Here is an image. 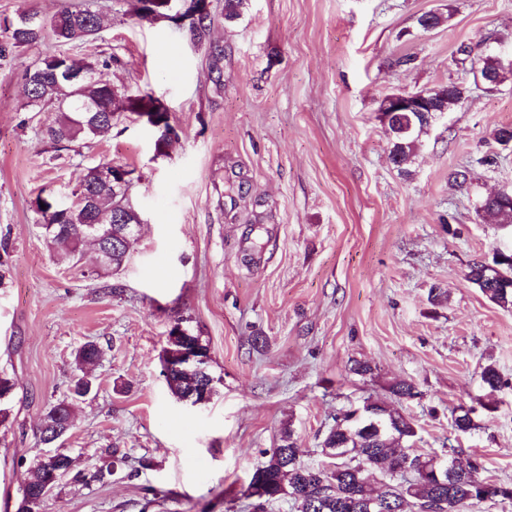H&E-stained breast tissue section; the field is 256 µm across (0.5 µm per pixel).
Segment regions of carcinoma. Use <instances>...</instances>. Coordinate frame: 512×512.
Wrapping results in <instances>:
<instances>
[{
  "label": "carcinoma",
  "mask_w": 512,
  "mask_h": 512,
  "mask_svg": "<svg viewBox=\"0 0 512 512\" xmlns=\"http://www.w3.org/2000/svg\"><path fill=\"white\" fill-rule=\"evenodd\" d=\"M139 16L153 19L167 17V9L137 0ZM213 24L211 13H201L188 21L190 33L200 42L208 39ZM102 29L99 11L87 0L62 7L48 17L22 12L16 17L3 18L0 32V65L14 59L15 51L43 41L51 35L62 44L88 42L97 38ZM461 66H469L473 84L450 82L436 89H422L420 93L441 99L446 108L466 98L471 87L492 93L512 81V66L500 64L498 56L484 51L473 54V49L460 50ZM80 69L89 76L77 85L68 82V74ZM28 105L51 107L57 113L54 123L45 129V136L55 145L71 143L80 138L104 137L112 132V115L131 111L154 115L152 126L158 137L156 149L162 150L171 139L178 137L170 124L166 107L152 95H132L110 83L98 80L91 65L65 53L48 55L26 69ZM430 123L416 112H408L398 120V126L388 125L385 133L390 141V159L403 176L410 175L407 164L420 146V137ZM92 197L93 203L81 211L71 210L70 203L52 192L37 195L33 210L53 251L68 256L81 255L85 244L92 242L96 228L112 231L110 238L99 244L98 257L103 270H118L127 260L130 245L118 237L126 224L137 223V210L121 190L102 184L97 178V167L88 168L80 182ZM484 216L499 224H512V200L502 201L487 196L481 203ZM466 280L490 301L512 307V265L501 266L497 272L479 261L468 266ZM102 350L94 341L83 343L75 360L79 367L94 365ZM172 394L184 396L191 389V380L181 371L163 370ZM484 386L497 391L505 385L497 367L490 362L481 368ZM15 389L14 381L0 374V423L6 421L8 404ZM389 392L400 403L413 400L420 392L410 380H399L389 386ZM361 414L350 409L333 417L320 442L321 454L328 462L313 469L307 468L298 457L291 425L280 431L275 446L264 452L266 461L253 473L244 491L246 498H254L253 512H265L266 506L277 501H290L295 512H382L385 504H394L387 512H421L443 502L452 506V512L474 502L493 500L507 492L512 499V486L492 484L480 476V466L470 464L467 471L448 477V486L440 485L434 475L432 459L424 457L406 461L399 447L417 436L412 419L379 397L369 396L359 407ZM68 418V404L60 402L50 407L40 428L43 443L56 438L57 428ZM376 422L380 430L368 427ZM345 448L346 458L336 459V449ZM21 484L34 493L49 482L48 472L36 461L20 464ZM260 488L264 496L256 497L252 489Z\"/></svg>",
  "instance_id": "obj_1"
}]
</instances>
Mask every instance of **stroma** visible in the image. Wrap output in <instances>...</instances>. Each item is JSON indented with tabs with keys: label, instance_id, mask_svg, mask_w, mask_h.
Returning a JSON list of instances; mask_svg holds the SVG:
<instances>
[{
	"label": "stroma",
	"instance_id": "obj_1",
	"mask_svg": "<svg viewBox=\"0 0 512 512\" xmlns=\"http://www.w3.org/2000/svg\"><path fill=\"white\" fill-rule=\"evenodd\" d=\"M135 4L94 0L96 40L48 38L0 67V371L16 382L0 424V512H16L17 463L43 450L56 403L73 408L63 446L74 473L43 512H248L244 492L283 424L301 459L321 465L333 414L399 379L420 391L401 406L419 447L455 448L482 478L512 485V309L465 278L469 263L512 250V224L479 210L512 187V151L477 162L512 124V84L473 90L434 121L408 178L379 120L389 93L466 80L459 46L512 53V0H249L233 22L210 0L217 60L188 28L141 18ZM427 12L444 23L422 31ZM58 52L151 91L178 139L157 151L131 113L106 137L54 149L44 129L55 114L28 107L22 73ZM103 159L133 169L144 221L114 276L92 247L77 260L51 251L32 208L40 191H77ZM460 170L467 184L453 182ZM435 286L449 295L439 306ZM178 323L207 345L218 380L202 406L179 402L162 374ZM89 340L102 356L92 392L76 398L75 353ZM356 360L374 378L352 374ZM490 361L505 381L495 392L480 379ZM461 405L475 408L477 430L453 427ZM115 448L125 465L95 480ZM147 487L162 493L150 506Z\"/></svg>",
	"mask_w": 512,
	"mask_h": 512
}]
</instances>
